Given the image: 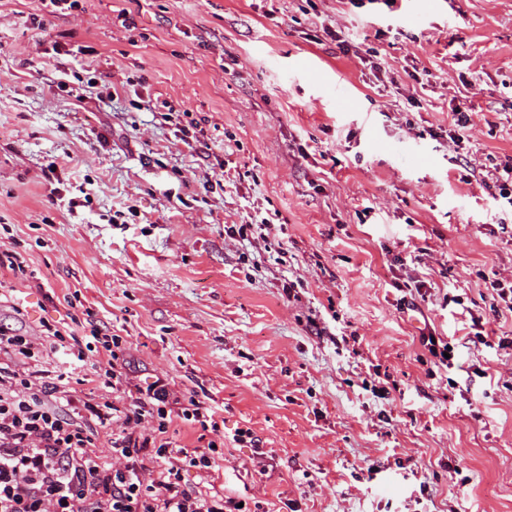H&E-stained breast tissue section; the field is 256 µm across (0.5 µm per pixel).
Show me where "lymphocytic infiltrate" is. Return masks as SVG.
I'll return each mask as SVG.
<instances>
[{"label": "lymphocytic infiltrate", "mask_w": 512, "mask_h": 512, "mask_svg": "<svg viewBox=\"0 0 512 512\" xmlns=\"http://www.w3.org/2000/svg\"><path fill=\"white\" fill-rule=\"evenodd\" d=\"M91 353L97 361H88ZM0 354L24 363L19 370L0 363V512H224L223 496L180 485L179 461L211 469L216 448H182L165 437L176 417L218 430L214 409L160 380L122 407L69 388L68 367L79 363L87 383L116 390L125 381L123 352L106 329L94 325L79 336L47 322L36 337L0 329ZM54 355L63 366L46 368ZM86 420L110 428V461H102ZM145 423L152 433L141 432ZM146 450L162 465L150 479L139 460Z\"/></svg>", "instance_id": "1"}]
</instances>
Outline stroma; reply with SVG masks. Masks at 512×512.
Returning <instances> with one entry per match:
<instances>
[{"mask_svg":"<svg viewBox=\"0 0 512 512\" xmlns=\"http://www.w3.org/2000/svg\"><path fill=\"white\" fill-rule=\"evenodd\" d=\"M312 2L0 0V245L43 278L7 279L0 327L91 315L127 381L79 368L78 394L160 379L213 407L219 432L166 436L223 442L181 485L244 512H512V314L483 281L512 272L483 187L512 156V0ZM257 215L268 236L236 234ZM461 314L510 347L463 342Z\"/></svg>","mask_w":512,"mask_h":512,"instance_id":"1","label":"stroma"}]
</instances>
